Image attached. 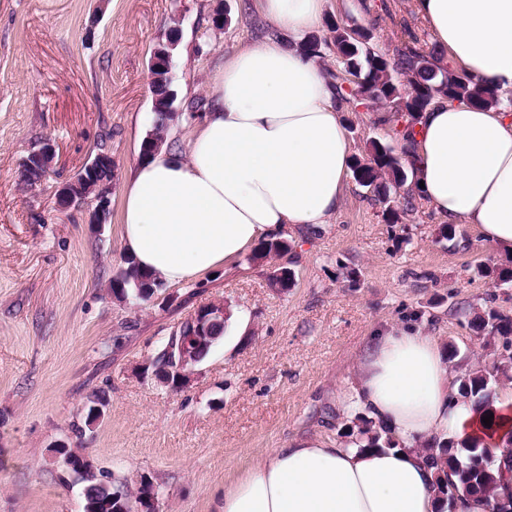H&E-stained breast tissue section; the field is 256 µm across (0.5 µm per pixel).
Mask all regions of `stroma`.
I'll list each match as a JSON object with an SVG mask.
<instances>
[{
	"instance_id": "1",
	"label": "stroma",
	"mask_w": 512,
	"mask_h": 512,
	"mask_svg": "<svg viewBox=\"0 0 512 512\" xmlns=\"http://www.w3.org/2000/svg\"><path fill=\"white\" fill-rule=\"evenodd\" d=\"M244 0H0V512H83V485L54 465L59 445L81 449L113 484L148 478L160 512H221L224 484L271 449L300 437L350 444L364 411L345 406L347 384L372 333L406 324L437 337L457 376L503 365L500 337L476 333L475 316L512 318V283L478 265L512 258L461 226L440 237L426 208L399 224L357 182L332 219L292 238L296 280L280 289L270 263L240 258L206 283L179 285L176 302L117 300L124 266L120 210L128 169L151 128L149 60L170 30L179 96L206 97L224 60L260 39ZM371 28L389 52L404 28L423 48L434 38L412 0H328L333 22ZM352 157L368 141L397 148L393 124L361 107L344 115ZM52 139L51 177L20 189L31 145ZM106 146L116 165L109 221L60 209L55 189ZM229 313L220 342L189 386L172 391L143 367L171 332L209 302ZM104 392L100 420L75 435L89 394Z\"/></svg>"
}]
</instances>
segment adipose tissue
<instances>
[{
    "mask_svg": "<svg viewBox=\"0 0 512 512\" xmlns=\"http://www.w3.org/2000/svg\"><path fill=\"white\" fill-rule=\"evenodd\" d=\"M256 3L286 39H260L225 60L186 147L161 150L128 176L123 251L169 285L203 281L286 230L328 223L347 192L350 148L334 90L293 45L316 28L325 0ZM413 4L457 70L512 91V0ZM404 145L421 182L417 198L512 256V109L443 98ZM452 380L435 337L412 326L379 332L348 400L399 447H329L313 438L273 449L225 486L222 512H442L422 445L452 436L501 459L512 430V388L485 409L457 396Z\"/></svg>",
    "mask_w": 512,
    "mask_h": 512,
    "instance_id": "obj_1",
    "label": "adipose tissue"
}]
</instances>
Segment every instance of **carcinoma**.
Returning a JSON list of instances; mask_svg holds the SVG:
<instances>
[{
    "label": "carcinoma",
    "instance_id": "1",
    "mask_svg": "<svg viewBox=\"0 0 512 512\" xmlns=\"http://www.w3.org/2000/svg\"><path fill=\"white\" fill-rule=\"evenodd\" d=\"M331 39L310 36L298 44L301 52L321 58L325 50L336 49L341 58L340 70L328 72L337 100L345 112L355 111V102L361 94H368L366 106L374 112L387 107L410 120L422 114L436 99L444 96L450 100H464L480 107H497L501 104L498 91L482 87L463 72H455L439 65L441 52L433 46L428 50L419 47V40L408 34V40L395 48L393 54L374 51L369 42L370 29L362 26L333 24ZM169 46L162 45L154 52L151 72L154 76L151 86L152 130L141 144V157L148 158L158 152L166 142L170 123L176 118L174 106L182 107L189 118L205 111V100L199 97L177 100V90L169 69ZM356 182L370 190L383 207L385 220L398 224L416 210V196L411 184L413 171L402 158L376 142L369 141L366 162L354 159L352 165ZM404 189L403 195L391 197V190ZM291 253L288 239L263 243L248 257L250 262L263 259H281ZM112 292L117 296H129L145 300L166 289L149 273L139 269L132 260L110 280ZM472 327L479 332L489 331L502 338L504 343L512 342V319L495 311L477 316ZM224 335V323L213 324L208 338L199 346V355H208L213 345ZM496 375L490 372L468 373L459 379L458 390L478 406L491 405V385ZM107 403L106 398L94 391L87 397L82 411L84 423L73 424L75 432L83 433V426L93 422L91 409ZM366 441L367 448H395L397 442L389 431H374L365 423L359 428L355 442ZM428 459L438 469L434 491L438 495L459 496L460 493L481 494L496 497V491L504 477L502 467L489 462L485 448L478 444L457 448L451 441L437 442L426 448ZM83 512H122L124 501L113 494L115 487L99 479L92 463L84 465Z\"/></svg>",
    "mask_w": 512,
    "mask_h": 512
}]
</instances>
